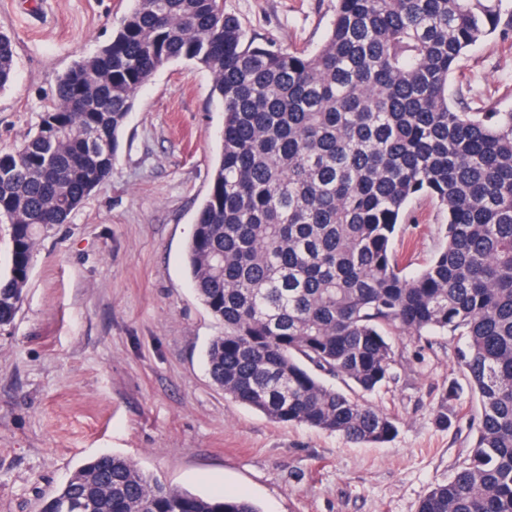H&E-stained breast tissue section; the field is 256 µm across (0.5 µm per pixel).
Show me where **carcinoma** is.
<instances>
[{
  "instance_id": "obj_1",
  "label": "carcinoma",
  "mask_w": 512,
  "mask_h": 512,
  "mask_svg": "<svg viewBox=\"0 0 512 512\" xmlns=\"http://www.w3.org/2000/svg\"><path fill=\"white\" fill-rule=\"evenodd\" d=\"M512 35L503 0H336L322 44L246 39L224 0H133L112 40L59 76L35 130L0 156V327L14 322L34 228L66 224L111 176L136 93L184 59L211 73L221 153L186 249L193 287L224 323L206 351L232 401L281 423L384 443L397 418L328 384L388 382L391 338L456 336L479 406L471 454L418 512H512V109L450 93L464 51ZM15 42L0 31V92ZM447 215L445 246L413 275L394 247L410 204ZM41 512H260L101 454Z\"/></svg>"
}]
</instances>
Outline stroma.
Wrapping results in <instances>:
<instances>
[{
    "label": "stroma",
    "instance_id": "1",
    "mask_svg": "<svg viewBox=\"0 0 512 512\" xmlns=\"http://www.w3.org/2000/svg\"><path fill=\"white\" fill-rule=\"evenodd\" d=\"M335 0H224L249 37L316 48ZM130 0H0L16 76L0 93V155L34 129L58 76L108 42ZM471 110L512 107V41L464 52L451 82ZM211 76L177 60L139 90L112 178L68 223L36 229L12 327L0 330V512H36L89 459L113 453L165 485L237 493L261 512H417L467 458L477 402L448 336L394 338L392 379L365 402L394 414L379 445L282 424L225 397L204 354L224 330L185 266L221 150ZM414 268L444 245L446 215L413 203ZM448 422L437 419L445 389Z\"/></svg>",
    "mask_w": 512,
    "mask_h": 512
}]
</instances>
